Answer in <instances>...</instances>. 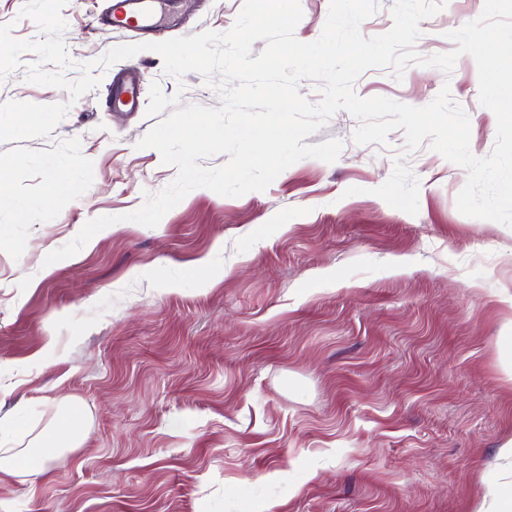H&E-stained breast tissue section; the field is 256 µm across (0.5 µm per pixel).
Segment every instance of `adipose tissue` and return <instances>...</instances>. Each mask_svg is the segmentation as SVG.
Segmentation results:
<instances>
[{"label":"adipose tissue","instance_id":"adipose-tissue-1","mask_svg":"<svg viewBox=\"0 0 512 512\" xmlns=\"http://www.w3.org/2000/svg\"><path fill=\"white\" fill-rule=\"evenodd\" d=\"M61 406L62 413L56 426L41 434L29 448L19 445L17 420L0 417V483L24 473H44L58 448H75L81 444L85 421L82 405L74 398L66 397Z\"/></svg>","mask_w":512,"mask_h":512}]
</instances>
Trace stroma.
I'll return each instance as SVG.
<instances>
[{"instance_id": "35a3bbf8", "label": "stroma", "mask_w": 512, "mask_h": 512, "mask_svg": "<svg viewBox=\"0 0 512 512\" xmlns=\"http://www.w3.org/2000/svg\"><path fill=\"white\" fill-rule=\"evenodd\" d=\"M244 0H167L166 23H101L110 0H68L72 68L96 90L28 82L34 53L0 77V103H69L47 138L0 143L14 197L0 206V416L22 443L62 397L85 408V439L46 473L0 484V512H472L486 487L512 486V228L456 207L464 168L402 131L357 144L335 113L307 141H341L333 163L305 158L262 192L191 191L155 227L127 221L175 177L138 141L156 124L149 90L220 107L208 77L165 73L144 51L104 67L109 49L232 28ZM484 0H448L421 21L422 56ZM142 73L138 100L113 107V76ZM449 88L470 148L491 154L496 118L477 66L370 68L362 98L429 104ZM68 158L74 190L48 196V162ZM115 217L76 255L44 265L82 225ZM407 258L401 271L389 263ZM53 352H46V343Z\"/></svg>"}]
</instances>
